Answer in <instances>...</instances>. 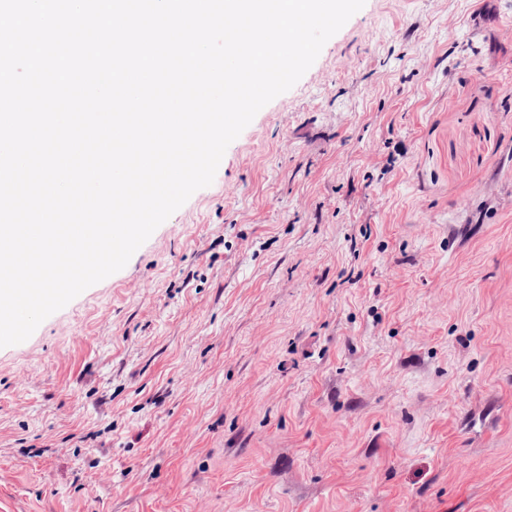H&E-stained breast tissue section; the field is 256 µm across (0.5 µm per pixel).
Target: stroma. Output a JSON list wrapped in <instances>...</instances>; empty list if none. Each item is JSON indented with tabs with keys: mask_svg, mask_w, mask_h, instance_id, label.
<instances>
[{
	"mask_svg": "<svg viewBox=\"0 0 512 512\" xmlns=\"http://www.w3.org/2000/svg\"><path fill=\"white\" fill-rule=\"evenodd\" d=\"M0 512H512V0H365L0 348Z\"/></svg>",
	"mask_w": 512,
	"mask_h": 512,
	"instance_id": "obj_1",
	"label": "stroma"
}]
</instances>
